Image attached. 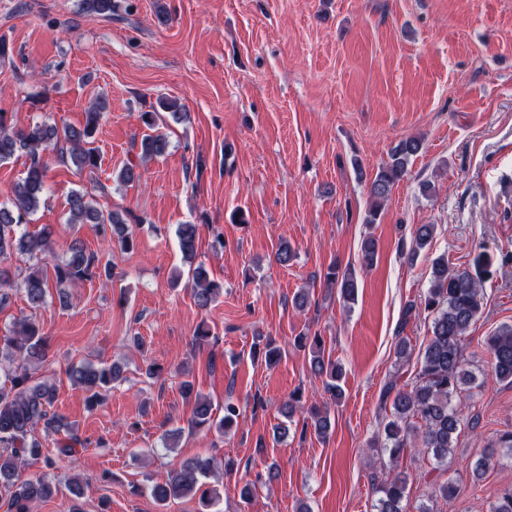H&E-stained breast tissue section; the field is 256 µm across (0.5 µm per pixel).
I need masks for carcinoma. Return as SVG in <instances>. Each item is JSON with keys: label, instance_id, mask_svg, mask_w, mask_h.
I'll list each match as a JSON object with an SVG mask.
<instances>
[{"label": "carcinoma", "instance_id": "1", "mask_svg": "<svg viewBox=\"0 0 512 512\" xmlns=\"http://www.w3.org/2000/svg\"><path fill=\"white\" fill-rule=\"evenodd\" d=\"M116 9L114 0H82V10L104 17L112 16ZM107 101H96L85 112V123L77 129L46 121L19 126L10 121L7 114L0 113V162L8 160L18 152L25 156V175L13 183L6 200L0 203V261L23 254L34 260L23 279V293L31 308H39L47 301L49 289L58 290L66 297L64 288L95 276L111 277L109 265L101 263L100 257L85 249L81 241L74 240L68 248L69 256L53 265V274L41 264L51 253L53 229L44 226L30 231V216L39 208L45 190V178L49 169L46 153L52 149L64 163L70 161L80 172H94L101 165L100 154L92 147L94 135L100 125ZM168 142L162 133L148 135L141 140L143 158L161 156ZM422 143L416 138L401 141L391 152L390 162L376 174L370 188L371 203L365 222L376 223L382 203L388 198L392 187L407 172L410 157L419 153ZM68 223L92 224L102 236L117 238L124 250L135 246L129 230V213L112 210L106 213L96 208L86 194L73 190L67 197ZM434 225L420 224L414 231L416 248L423 249L432 239ZM179 248L185 260L196 255V225L181 224L178 227ZM493 258L484 249L475 252L472 263L466 268H455L441 257L433 262L430 286L424 297V310L433 315L431 333L420 361V369L412 385L388 383L384 401L390 405V414L383 424V448L390 459L397 463L411 450L414 440L438 462L448 460L457 439L458 413L453 401L467 394L472 383V374L464 368L463 339L470 325L480 314L484 304L483 285L492 275ZM327 282L339 288L344 302L352 303L357 295L354 273L329 266ZM190 289L197 307L207 308L221 294L223 287L209 278L203 265L191 270ZM301 348H308L311 370L326 377V385L334 397L341 398L342 388L338 384L343 375L342 366L325 356L323 340L319 335L302 333L295 338ZM490 355V373L500 382L512 385V325H503L485 340ZM47 341L39 323L23 317L16 321L11 335L4 339L0 354L11 364L6 373L11 387H0V508L4 512H30L31 504L54 497L56 485L46 475L17 482L18 469L41 461L46 467L54 465L53 459L43 454V444L32 437L31 431L42 422L45 428L64 433V438L55 442L59 454L69 456L76 449L85 447L74 426L58 413H49L54 404L56 389L46 382H34L28 367L45 359ZM253 358H263L268 366L277 364L282 356L280 347L268 341L252 345ZM121 368L116 364L96 366L80 363L70 366L67 375L70 381L87 394V401L94 406L101 403L112 383L120 376ZM239 417L238 408L231 402L224 403V414L219 420L213 418L210 402L195 399L192 427L214 426L220 431L232 428ZM311 427L316 435L325 437L331 429L330 418L318 411H311ZM497 455L512 458V431L502 433L488 449L487 454L473 467V475L480 477L489 462ZM215 458L199 456L181 464L171 471L162 483L151 487V496L163 506L169 500L193 496L198 498L199 512H212L219 501L216 489L206 482L214 468ZM408 476L400 471L383 479L377 486L379 497L376 512H403L402 502L406 498Z\"/></svg>", "mask_w": 512, "mask_h": 512}]
</instances>
